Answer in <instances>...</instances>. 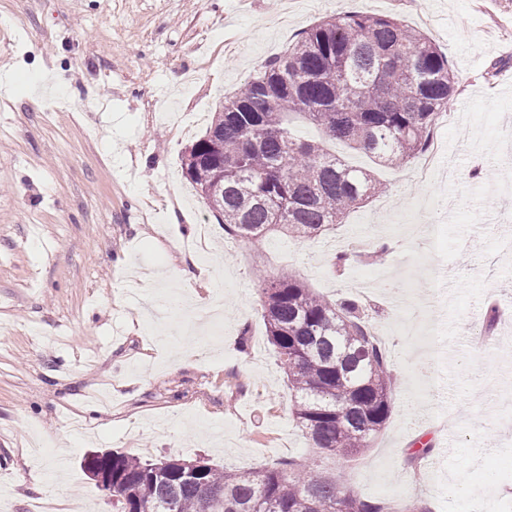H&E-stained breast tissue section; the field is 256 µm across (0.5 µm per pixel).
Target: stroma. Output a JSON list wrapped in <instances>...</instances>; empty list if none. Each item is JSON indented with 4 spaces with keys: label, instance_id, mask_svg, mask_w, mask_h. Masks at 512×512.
I'll list each match as a JSON object with an SVG mask.
<instances>
[{
    "label": "stroma",
    "instance_id": "obj_1",
    "mask_svg": "<svg viewBox=\"0 0 512 512\" xmlns=\"http://www.w3.org/2000/svg\"><path fill=\"white\" fill-rule=\"evenodd\" d=\"M394 16L447 57L455 94L438 172L382 168L386 185L336 230L235 241L181 155L224 99L336 11ZM191 72L193 91L172 90ZM44 93L32 107L33 90ZM391 240L380 257L368 237ZM351 251L343 276L335 254ZM224 301L221 326L166 303L183 272ZM365 304L388 336L391 415L352 462L293 420L266 336L257 271ZM497 331L474 345L488 301ZM512 0H0V495L115 512L87 451L207 459L250 472L317 461L343 490L436 512H512ZM72 446L67 456L59 442ZM435 453L413 460L420 443ZM41 490L24 482L31 471Z\"/></svg>",
    "mask_w": 512,
    "mask_h": 512
}]
</instances>
